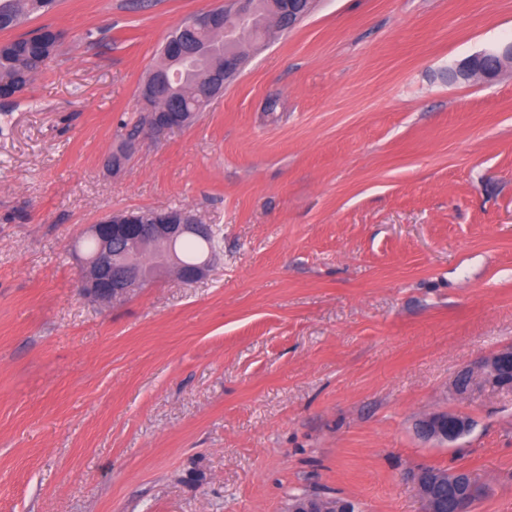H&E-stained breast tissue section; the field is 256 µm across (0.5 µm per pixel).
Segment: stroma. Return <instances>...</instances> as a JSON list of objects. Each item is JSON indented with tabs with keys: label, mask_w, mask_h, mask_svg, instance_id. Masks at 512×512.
I'll return each mask as SVG.
<instances>
[{
	"label": "stroma",
	"mask_w": 512,
	"mask_h": 512,
	"mask_svg": "<svg viewBox=\"0 0 512 512\" xmlns=\"http://www.w3.org/2000/svg\"><path fill=\"white\" fill-rule=\"evenodd\" d=\"M223 2L31 22L63 38L0 102V512H424L426 465L512 512V389L452 392L512 346V66L448 79L512 41V0H316L113 173L166 38ZM168 207L220 230L204 278L78 287L88 225ZM442 409L473 421L452 448L413 432ZM488 58L496 60V66L487 69L485 61ZM505 62L512 63V43H504L495 49L476 54L457 64L453 72L454 78L470 81L474 78H491L500 71ZM324 502L325 500L316 497L296 496L292 499L289 512H355L354 504L348 500L340 499L329 506Z\"/></svg>",
	"instance_id": "obj_1"
}]
</instances>
